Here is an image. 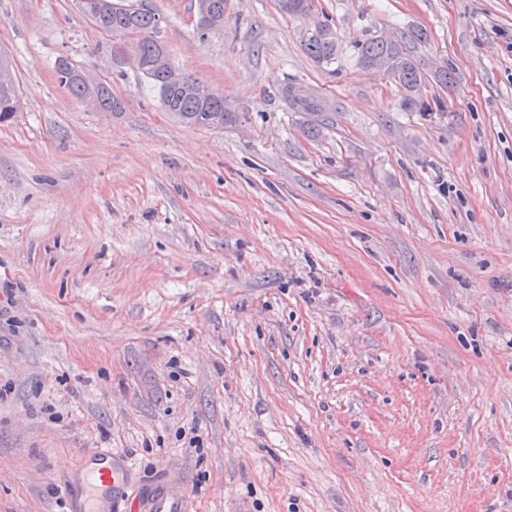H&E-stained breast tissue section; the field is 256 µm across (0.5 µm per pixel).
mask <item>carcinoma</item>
Here are the masks:
<instances>
[{"label": "carcinoma", "instance_id": "obj_1", "mask_svg": "<svg viewBox=\"0 0 512 512\" xmlns=\"http://www.w3.org/2000/svg\"><path fill=\"white\" fill-rule=\"evenodd\" d=\"M207 4V17L198 21L200 37L217 31L224 24L213 25L212 20L224 16V0H203ZM82 14L101 32L106 34L134 31L140 35L138 44L142 62L141 74L158 95L161 107L181 123L194 127L222 129L237 120L234 112L224 110V93L210 89L207 97L193 91L205 82L189 68H183L184 82L173 85L165 72L152 66L153 59L163 45L158 39L163 17L152 8L149 0H78ZM302 46L307 56L318 66L328 67L336 62L340 46L336 32L327 23H318L306 33ZM357 61L367 65L380 57L393 61L395 82L402 88L417 84L424 79L420 62L406 52L404 42L395 39L385 41L381 35L369 34L355 45ZM59 84L69 94L84 102L95 99L94 111L116 114L125 109L124 100L112 93V86L105 80L94 79L88 72L66 59L56 66ZM19 111V95L16 84H0V124L9 121Z\"/></svg>", "mask_w": 512, "mask_h": 512}]
</instances>
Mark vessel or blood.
<instances>
[{
    "label": "vessel or blood",
    "mask_w": 512,
    "mask_h": 512,
    "mask_svg": "<svg viewBox=\"0 0 512 512\" xmlns=\"http://www.w3.org/2000/svg\"><path fill=\"white\" fill-rule=\"evenodd\" d=\"M97 461L86 477L87 488L102 492L95 506L79 507L78 512H189L184 484L163 481L148 492L125 491L123 473L111 450L95 452Z\"/></svg>",
    "instance_id": "b4317fda"
}]
</instances>
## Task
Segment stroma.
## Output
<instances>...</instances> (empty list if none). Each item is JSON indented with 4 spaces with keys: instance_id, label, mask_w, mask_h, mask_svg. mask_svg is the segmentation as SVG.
Masks as SVG:
<instances>
[{
    "instance_id": "1",
    "label": "stroma",
    "mask_w": 512,
    "mask_h": 512,
    "mask_svg": "<svg viewBox=\"0 0 512 512\" xmlns=\"http://www.w3.org/2000/svg\"><path fill=\"white\" fill-rule=\"evenodd\" d=\"M150 2L239 121L173 120L76 0H0V512H68L98 448L190 512H512V0H224L204 36L194 0ZM375 31L442 109L358 64ZM310 29L302 40V46L307 56L319 67H325L336 63L340 46L336 38V32L330 24L318 23L311 32ZM56 74L59 84L69 94L85 102L93 97L96 105L93 108L96 112L103 114H117L125 109L124 100L112 93V86L101 79H94L88 72L76 67L66 59H61L56 66ZM19 112V95L15 81L11 85L0 84V124L8 122Z\"/></svg>"
}]
</instances>
